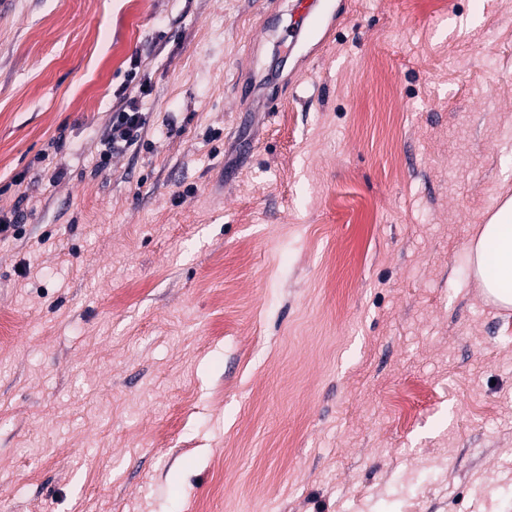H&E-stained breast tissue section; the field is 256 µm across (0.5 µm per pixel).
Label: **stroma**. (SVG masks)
Segmentation results:
<instances>
[{
  "mask_svg": "<svg viewBox=\"0 0 512 512\" xmlns=\"http://www.w3.org/2000/svg\"><path fill=\"white\" fill-rule=\"evenodd\" d=\"M329 5L0 8V512H512V0ZM320 0H296L295 14L296 19L294 25L296 28L306 32H312L319 26L322 14L323 5ZM118 93L120 106L112 114V122L99 139L97 167H107L113 155L126 152L142 145L145 129L149 123V112L142 107L143 99L149 95V83L144 79L136 94ZM469 249L481 294L504 308L512 307V200L481 224Z\"/></svg>",
  "mask_w": 512,
  "mask_h": 512,
  "instance_id": "1",
  "label": "stroma"
}]
</instances>
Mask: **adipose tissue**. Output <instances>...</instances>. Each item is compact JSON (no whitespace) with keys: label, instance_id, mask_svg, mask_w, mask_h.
<instances>
[{"label":"adipose tissue","instance_id":"1","mask_svg":"<svg viewBox=\"0 0 512 512\" xmlns=\"http://www.w3.org/2000/svg\"><path fill=\"white\" fill-rule=\"evenodd\" d=\"M469 249L481 294L512 307V200L481 225Z\"/></svg>","mask_w":512,"mask_h":512}]
</instances>
